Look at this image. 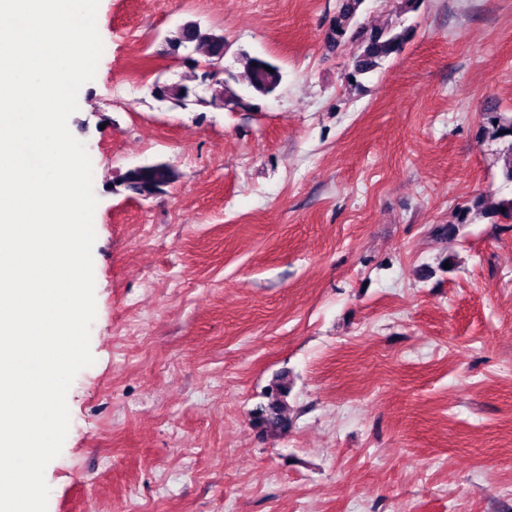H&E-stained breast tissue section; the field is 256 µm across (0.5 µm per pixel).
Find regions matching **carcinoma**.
I'll list each match as a JSON object with an SVG mask.
<instances>
[{"label": "carcinoma", "mask_w": 512, "mask_h": 512, "mask_svg": "<svg viewBox=\"0 0 512 512\" xmlns=\"http://www.w3.org/2000/svg\"><path fill=\"white\" fill-rule=\"evenodd\" d=\"M363 0H341V5L331 20L327 43L331 48L339 47L346 39L358 42V50L351 58V68L346 79L359 80L380 67L383 61L399 55L410 37V30L395 27L372 29L353 28V20L362 5ZM193 44V51L200 55L201 61H215L224 57L226 39L224 31L212 27H203L192 22L184 27H177L165 37L166 52L179 55V50L185 44ZM241 68L238 73L229 74L224 80L222 94L227 106H244L245 99L254 100L274 94L283 82V72L280 65L271 60L241 52L236 57ZM270 70H265V67ZM242 86L246 95H241L234 85ZM150 92L158 95L175 107L187 108L194 103V89L184 83L166 84L155 82ZM485 125L483 134L494 140L512 142V116L501 112L489 111L484 113ZM179 173L166 163L148 164L141 169L131 168L122 177L124 189L133 195L149 191L158 185L166 187L175 183ZM478 218L504 219L512 221V197L494 198L478 195L457 211V223L471 224ZM290 383L288 375L278 376L264 391L267 402L259 405L252 413V423L262 433L283 432L290 426L288 418V394Z\"/></svg>", "instance_id": "carcinoma-1"}]
</instances>
